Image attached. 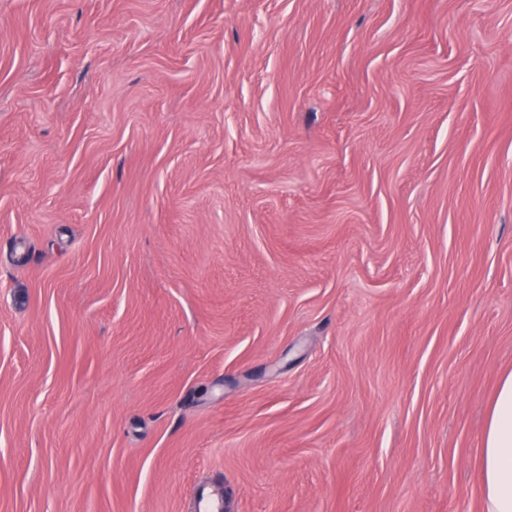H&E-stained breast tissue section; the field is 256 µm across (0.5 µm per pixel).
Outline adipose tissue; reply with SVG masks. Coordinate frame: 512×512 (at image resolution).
I'll return each mask as SVG.
<instances>
[{"label":"adipose tissue","instance_id":"1","mask_svg":"<svg viewBox=\"0 0 512 512\" xmlns=\"http://www.w3.org/2000/svg\"><path fill=\"white\" fill-rule=\"evenodd\" d=\"M478 479L484 512H512V370L502 375L493 397Z\"/></svg>","mask_w":512,"mask_h":512}]
</instances>
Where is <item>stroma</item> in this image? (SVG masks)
Returning a JSON list of instances; mask_svg holds the SVG:
<instances>
[{"label": "stroma", "instance_id": "stroma-1", "mask_svg": "<svg viewBox=\"0 0 512 512\" xmlns=\"http://www.w3.org/2000/svg\"><path fill=\"white\" fill-rule=\"evenodd\" d=\"M512 369V0H0V512H483Z\"/></svg>", "mask_w": 512, "mask_h": 512}]
</instances>
